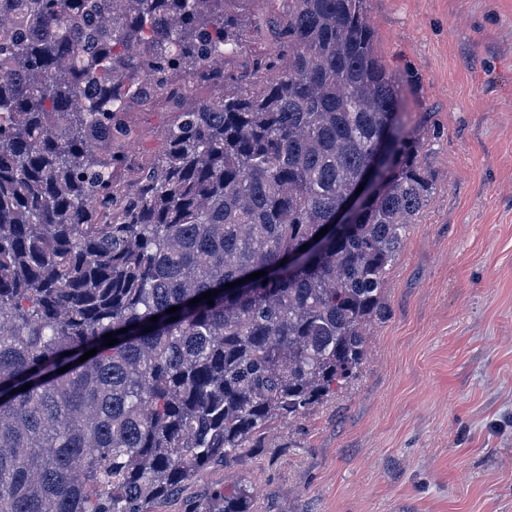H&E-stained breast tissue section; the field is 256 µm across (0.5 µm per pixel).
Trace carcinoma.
<instances>
[{"label":"carcinoma","mask_w":512,"mask_h":512,"mask_svg":"<svg viewBox=\"0 0 512 512\" xmlns=\"http://www.w3.org/2000/svg\"><path fill=\"white\" fill-rule=\"evenodd\" d=\"M230 2L0 0V512H161L336 396L389 315L435 179L366 0H285L261 85L179 112L156 161L112 149L128 107L180 102L169 74L229 78ZM381 150L365 204L299 251Z\"/></svg>","instance_id":"cac0c4a2"}]
</instances>
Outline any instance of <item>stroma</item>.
Instances as JSON below:
<instances>
[{
    "label": "stroma",
    "mask_w": 512,
    "mask_h": 512,
    "mask_svg": "<svg viewBox=\"0 0 512 512\" xmlns=\"http://www.w3.org/2000/svg\"><path fill=\"white\" fill-rule=\"evenodd\" d=\"M375 50L416 73L413 118L438 138L424 157L430 204L386 274L391 311L359 374L304 427L208 469L167 500L249 489L253 512H512V0H367ZM232 83L180 74V108L157 100L125 120L133 163L157 155L178 109L253 85L275 48L284 0H233Z\"/></svg>",
    "instance_id": "stroma-1"
}]
</instances>
